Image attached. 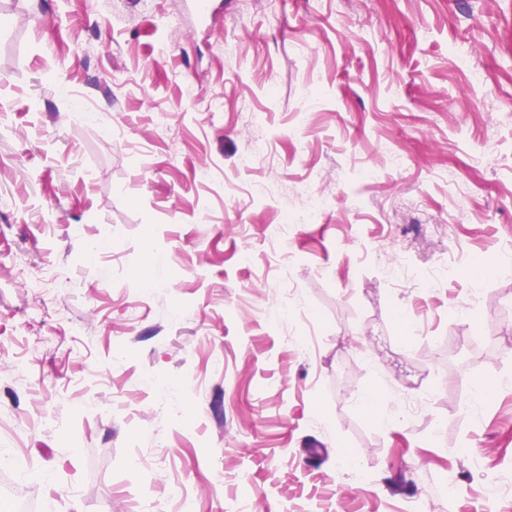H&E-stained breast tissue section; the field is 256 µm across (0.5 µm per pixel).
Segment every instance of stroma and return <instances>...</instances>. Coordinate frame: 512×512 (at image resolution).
Segmentation results:
<instances>
[{"label": "stroma", "mask_w": 512, "mask_h": 512, "mask_svg": "<svg viewBox=\"0 0 512 512\" xmlns=\"http://www.w3.org/2000/svg\"><path fill=\"white\" fill-rule=\"evenodd\" d=\"M216 3L0 0V446L52 512H483L469 450L512 471V0ZM460 380L495 390L468 413ZM366 392L430 405L383 426Z\"/></svg>", "instance_id": "stroma-1"}]
</instances>
